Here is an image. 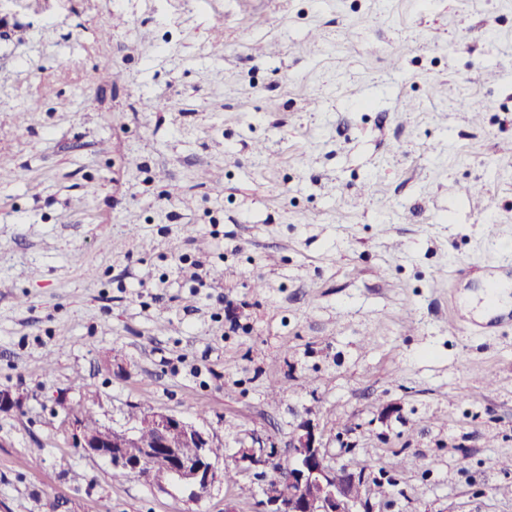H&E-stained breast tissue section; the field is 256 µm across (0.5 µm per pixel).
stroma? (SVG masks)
<instances>
[{
	"instance_id": "obj_1",
	"label": "stroma",
	"mask_w": 512,
	"mask_h": 512,
	"mask_svg": "<svg viewBox=\"0 0 512 512\" xmlns=\"http://www.w3.org/2000/svg\"><path fill=\"white\" fill-rule=\"evenodd\" d=\"M510 143L512 0H0V512H258L113 480L90 395L228 468L309 410L384 512H512V301L478 334L453 273L512 251Z\"/></svg>"
}]
</instances>
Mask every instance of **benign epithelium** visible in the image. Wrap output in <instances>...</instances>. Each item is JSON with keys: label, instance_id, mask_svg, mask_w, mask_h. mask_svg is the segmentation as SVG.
<instances>
[{"label": "benign epithelium", "instance_id": "7a95c632", "mask_svg": "<svg viewBox=\"0 0 512 512\" xmlns=\"http://www.w3.org/2000/svg\"><path fill=\"white\" fill-rule=\"evenodd\" d=\"M149 420L155 431L150 445L140 446L136 429L118 431L110 427L95 438L77 432L76 445L87 455L105 458L161 489L169 485L192 501L203 499L216 478L218 459L208 451L215 438L166 411L150 413ZM175 429L198 449L196 456L187 458L170 445L169 434ZM138 447L142 451L137 457L125 454V449ZM276 457L273 446L259 453L243 447L237 451V468L261 476ZM371 482V475L360 469L332 467L322 431L314 420L303 417L295 427L288 463L279 467L278 491L263 495L261 512H374L367 494Z\"/></svg>", "mask_w": 512, "mask_h": 512}]
</instances>
